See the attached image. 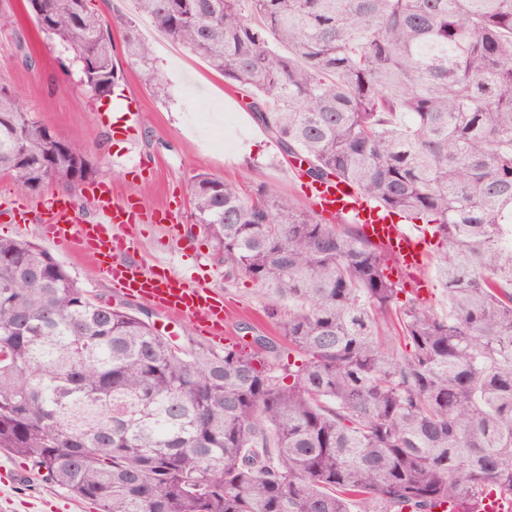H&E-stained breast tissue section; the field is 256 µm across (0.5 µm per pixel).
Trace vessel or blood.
Instances as JSON below:
<instances>
[{
	"label": "vessel or blood",
	"mask_w": 512,
	"mask_h": 512,
	"mask_svg": "<svg viewBox=\"0 0 512 512\" xmlns=\"http://www.w3.org/2000/svg\"><path fill=\"white\" fill-rule=\"evenodd\" d=\"M305 194L320 213L359 224L366 238L396 258L397 275L407 276L410 270L425 265L428 255L421 247L422 226L392 223L385 208L339 180L308 183ZM93 199L97 218L92 222L81 220L67 198L49 199L41 227L44 238L75 256L90 259L98 274L124 295L150 302L169 321H191L201 334L223 341V294L187 285L173 261L156 258L146 264L133 257L132 228L140 223H174L176 206L149 209L131 197L117 202L103 183L98 184ZM435 512H512V500L492 495L466 505H441Z\"/></svg>",
	"instance_id": "obj_1"
}]
</instances>
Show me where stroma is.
<instances>
[{
  "mask_svg": "<svg viewBox=\"0 0 512 512\" xmlns=\"http://www.w3.org/2000/svg\"><path fill=\"white\" fill-rule=\"evenodd\" d=\"M24 4L25 0H0V12L13 18L11 26L0 28V83L8 85L24 108L57 136L85 147L98 165L97 181L108 183L115 199L133 195L148 207L178 199L181 217L176 229L158 224L137 229V258L150 261L162 243L180 252L179 268L185 281L207 284L232 302L224 329L227 341L246 345L264 336L280 350H287L279 321L268 316L255 284L245 277L225 280L212 242L191 219L190 184L199 173L236 182L247 193L261 185L303 208L311 206L300 192L292 159L282 154L276 141L253 119L243 90L228 86L222 75L181 46L169 53L162 50V35L149 29L148 19L137 14L133 0H90L92 10L113 22L114 54L122 75L114 96L93 97L81 86L77 66L62 69L67 52L38 32ZM121 15L146 29V38L155 47L156 65L171 84L168 97L156 96L143 81L139 66L125 58L123 30L114 23ZM121 98L138 104V132L131 139L113 133L105 119ZM63 192L61 184L50 182L25 195L32 208L29 222H0V238L42 246L90 294L125 304L136 313L148 312L150 323L160 325L161 314L151 310L148 302L125 297L88 260L44 240L38 210L43 201ZM3 468L26 472L28 480L0 484V512H37L42 500L53 505V512H97L94 504L31 473L23 459L0 451Z\"/></svg>",
  "mask_w": 512,
  "mask_h": 512,
  "instance_id": "1",
  "label": "stroma"
}]
</instances>
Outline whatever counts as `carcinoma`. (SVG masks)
<instances>
[{
  "label": "carcinoma",
  "mask_w": 512,
  "mask_h": 512,
  "mask_svg": "<svg viewBox=\"0 0 512 512\" xmlns=\"http://www.w3.org/2000/svg\"><path fill=\"white\" fill-rule=\"evenodd\" d=\"M98 97L119 86L87 0H26ZM311 181L341 178L444 244L448 313L402 292L358 224L192 177L224 278L259 286L288 358L175 342L0 238V450L98 512H432L512 498V0H135ZM126 58L169 84L126 23ZM0 173L23 193L97 173L0 84Z\"/></svg>",
  "instance_id": "carcinoma-1"
}]
</instances>
